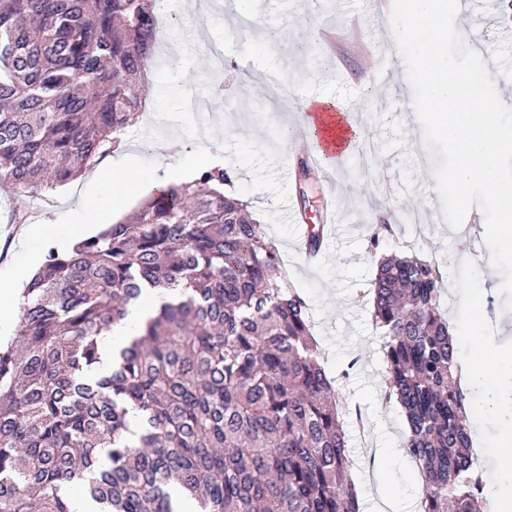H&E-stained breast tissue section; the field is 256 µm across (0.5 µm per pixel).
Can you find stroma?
Wrapping results in <instances>:
<instances>
[{"mask_svg":"<svg viewBox=\"0 0 512 512\" xmlns=\"http://www.w3.org/2000/svg\"><path fill=\"white\" fill-rule=\"evenodd\" d=\"M455 27L462 37L479 31L477 50L495 80L505 105L512 107V8L506 0H459ZM198 0H161L158 22L162 39L182 50L178 66L158 63L152 69L146 111L151 125H135L123 136L126 150L112 151L116 164L135 163L143 176L140 195L112 211L99 204L101 191L90 172L49 192L38 209L27 210L30 224H54L57 234L23 244L8 213L17 206L0 187V283L16 284L39 269L48 247L67 249L64 229L74 222L113 224L132 214L161 178L196 174L201 150L238 167L243 176L233 188L274 240L289 279L306 297L313 333L325 354L324 365L348 411L344 427L355 468L369 465L370 450L401 445L405 422L395 403L382 397L385 372L383 341L372 325L370 288L378 255L369 239L380 218L415 212L417 224H396L382 251L420 254L443 271L441 302L449 325L465 324L460 293L473 287L469 270L457 254L469 245L486 256L483 235L470 226L466 238L449 232L432 176L431 151H417L421 126L404 102L413 93L398 49L385 25H371V40L382 50L378 61L348 50L331 55L315 31L327 23L343 26L349 12L369 18L371 0H251L261 34L241 43L226 21L222 0H213L207 16ZM279 73L282 84L301 96L326 95L351 108L361 133L359 144L373 146L370 157L352 153L329 174L300 183L294 174L301 149L281 136L301 114L296 102L273 108L278 99L267 83ZM179 147L164 157L163 143ZM335 212L336 231H325L322 257L308 262L299 242L304 229Z\"/></svg>","mask_w":512,"mask_h":512,"instance_id":"stroma-1","label":"stroma"}]
</instances>
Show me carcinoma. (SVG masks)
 Segmentation results:
<instances>
[{
	"mask_svg": "<svg viewBox=\"0 0 512 512\" xmlns=\"http://www.w3.org/2000/svg\"><path fill=\"white\" fill-rule=\"evenodd\" d=\"M155 0H0V184L19 198L77 177L138 122L157 54ZM224 169L162 183L131 222L49 248L0 346V512H360L346 406L309 306ZM442 272L381 257L372 321L406 421L421 512H478ZM164 298L91 378L128 309Z\"/></svg>",
	"mask_w": 512,
	"mask_h": 512,
	"instance_id": "obj_1",
	"label": "carcinoma"
}]
</instances>
